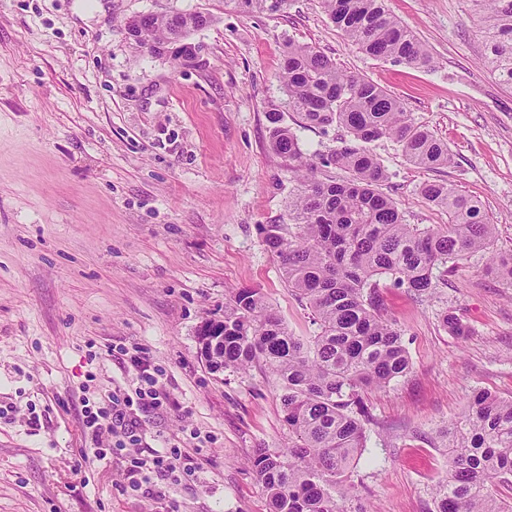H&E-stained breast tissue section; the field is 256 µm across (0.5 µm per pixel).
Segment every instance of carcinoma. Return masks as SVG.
<instances>
[{
  "instance_id": "obj_1",
  "label": "carcinoma",
  "mask_w": 512,
  "mask_h": 512,
  "mask_svg": "<svg viewBox=\"0 0 512 512\" xmlns=\"http://www.w3.org/2000/svg\"><path fill=\"white\" fill-rule=\"evenodd\" d=\"M288 0H224L239 11H280ZM479 18L484 64L512 89V0H467ZM347 43L366 55L412 68H430L433 57L386 6V0H321ZM131 41L159 56L184 62L182 45L209 26L204 12L142 14ZM283 98L270 100L265 116L271 149L288 160L297 191L289 223L264 224L263 242L277 260L289 291L311 313L317 332L297 336L259 288L229 291L224 335L205 355L214 367L245 372L261 367L276 381L288 447L257 448L250 468L262 484L269 512H345L350 469L362 455L368 411L363 394L405 376L412 368L402 331L384 314L378 279L391 277L417 299L432 296L435 270L474 252L489 254V269L512 286V250H494L496 226L482 201L455 185L429 181L419 194L448 212V223H405L380 186L388 172L369 144L396 142L416 167L451 163L448 143L415 123L386 89L340 70L316 47L288 43L280 76ZM307 126H340L350 139L320 162L306 156L285 115ZM348 173L322 180L318 166ZM442 326L454 336L468 328L445 312ZM448 475L436 489V512H512L493 488L512 486V399L476 391L463 415L448 425Z\"/></svg>"
}]
</instances>
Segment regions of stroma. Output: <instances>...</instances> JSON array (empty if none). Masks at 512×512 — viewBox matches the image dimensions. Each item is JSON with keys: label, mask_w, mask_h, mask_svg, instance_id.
<instances>
[{"label": "stroma", "mask_w": 512, "mask_h": 512, "mask_svg": "<svg viewBox=\"0 0 512 512\" xmlns=\"http://www.w3.org/2000/svg\"><path fill=\"white\" fill-rule=\"evenodd\" d=\"M387 6L434 67L365 56L320 0L254 14L224 0H0V512H268L249 459L288 444L277 388L257 367L215 377L197 330L240 287L261 289L295 334L314 330L259 233L287 223L297 187L264 114L289 42L386 88L447 140L453 162L436 170L393 141L372 145L407 223H447L418 193L445 181L482 200L497 250L512 249V90L483 64L477 19L466 0ZM194 11L213 22L192 34L191 65L126 35L135 16ZM287 121L313 158L348 137ZM487 265L475 252L440 267L422 302L380 279L413 367L364 394L371 420L348 512H433L448 472L440 431L475 391L512 398V286ZM446 309L467 336L443 329ZM134 356L155 369L162 407L134 402ZM113 392L131 398L139 443L82 457L93 446L84 405ZM169 444L196 457L195 472L153 477L154 497L130 486L132 455Z\"/></svg>", "instance_id": "stroma-1"}]
</instances>
